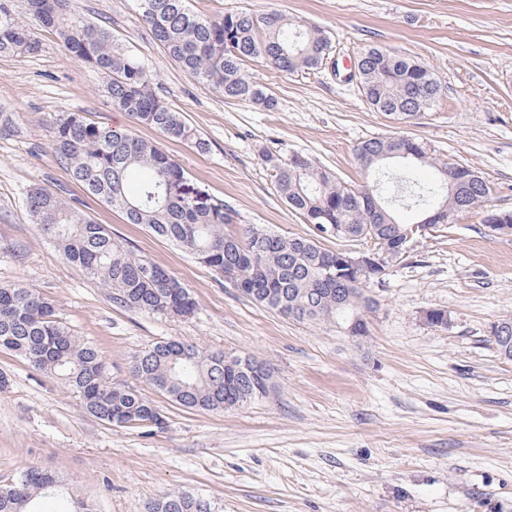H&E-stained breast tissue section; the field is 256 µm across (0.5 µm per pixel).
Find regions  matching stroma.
Wrapping results in <instances>:
<instances>
[{
  "label": "stroma",
  "instance_id": "obj_1",
  "mask_svg": "<svg viewBox=\"0 0 512 512\" xmlns=\"http://www.w3.org/2000/svg\"><path fill=\"white\" fill-rule=\"evenodd\" d=\"M91 21L157 73L156 90L207 150L132 124L112 108L102 81L56 34L14 8L42 43L27 57H0V285L48 299L105 356L112 381L138 380L131 358L176 338L199 349L246 354L272 372L269 392L241 406L194 411L162 395V427L125 429L88 415L48 375L0 352L10 377L0 390V485L26 468L55 473L73 496L44 498L67 512L72 498L94 512H143L167 493H188L212 512H512V361L490 325L512 317V234L488 232L478 211L420 237L393 264L355 339L256 305L189 253L89 196L51 150L63 112L130 129L159 143L192 179L236 212L239 223L286 237L313 230L277 192L261 153L298 151L345 182L366 174L355 146L391 134L422 141L431 157L475 167L491 203L512 210V0H192L215 15L276 9L324 28L340 69L369 47L417 58L442 92L415 125L375 112L355 84L330 69L309 73L248 63L278 104L268 111L228 101L183 73L155 43L134 0H76ZM37 184L105 225L125 250L166 268L197 309L165 318L116 307L31 224L25 194ZM446 312L437 328L426 311Z\"/></svg>",
  "mask_w": 512,
  "mask_h": 512
}]
</instances>
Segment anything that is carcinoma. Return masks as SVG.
Returning a JSON list of instances; mask_svg holds the SVG:
<instances>
[{
    "instance_id": "cac0c4a2",
    "label": "carcinoma",
    "mask_w": 512,
    "mask_h": 512,
    "mask_svg": "<svg viewBox=\"0 0 512 512\" xmlns=\"http://www.w3.org/2000/svg\"><path fill=\"white\" fill-rule=\"evenodd\" d=\"M139 15L167 58L184 73L230 101L252 102L266 110L276 99L247 76L244 62L261 59L270 68L308 72L326 65L333 52L326 30L276 10L198 14L191 0H134ZM28 11L56 33L67 51L106 84L112 106L136 125L155 128L170 139L207 147L181 114L155 90L156 74L114 39L112 32L81 16L72 0H27ZM41 50L40 40L21 24L12 0H0V57H26ZM358 88L385 117L414 124L442 91L423 63L371 47L356 60ZM52 150L70 177L102 203L121 211L129 224H142L174 246L197 256L244 296L285 317L310 325H337L357 315L367 333L364 313L376 300L371 287L386 268L368 276L336 275L345 250H330L311 237H284L252 224L236 225L224 202L190 181L185 169L156 143L131 132L103 126L78 112L53 123ZM355 154L370 170L389 159L428 162L426 147L402 135L372 137ZM277 192L313 226L315 233L365 242L370 249L397 254L405 250L408 224L397 219L403 205L425 213L447 214L431 223L452 224L454 215L491 208L492 188L481 173L459 162H444L438 179L421 184L405 173L393 177L394 199L378 207L366 199V185H350L316 166L299 152L262 153ZM31 223L52 239L69 263L104 288L112 304L157 316H187L196 301L182 283L157 263L126 251L107 230L60 195L34 186L27 191ZM238 226L237 232L226 230ZM0 351L11 353L50 375L78 396L95 419L121 428H143L161 416L155 402L139 389L114 383L98 348L76 336L54 306L36 292L0 287ZM244 356L207 353L178 340L151 344L132 357V372L144 385L180 406L217 411L242 404L236 393L259 396L271 375L242 367ZM58 481L35 468L11 484L0 485V512H38L37 499L58 493ZM145 512H211L209 503L187 494L167 495Z\"/></svg>"
}]
</instances>
